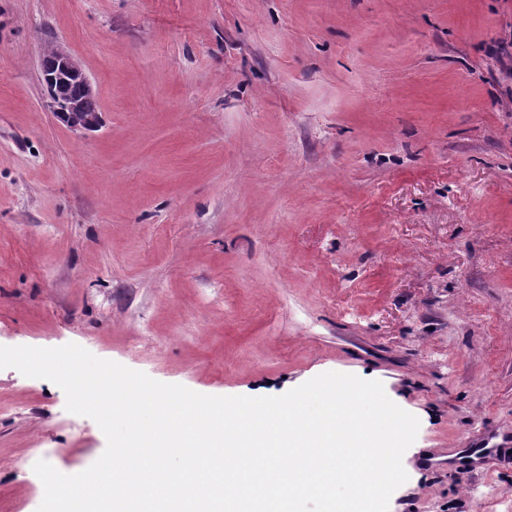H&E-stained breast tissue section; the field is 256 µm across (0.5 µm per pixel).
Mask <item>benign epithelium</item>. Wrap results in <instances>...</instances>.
<instances>
[{
  "instance_id": "obj_1",
  "label": "benign epithelium",
  "mask_w": 512,
  "mask_h": 512,
  "mask_svg": "<svg viewBox=\"0 0 512 512\" xmlns=\"http://www.w3.org/2000/svg\"><path fill=\"white\" fill-rule=\"evenodd\" d=\"M45 55L55 64L56 75L48 82H43L47 99V106L53 115L62 124L77 132H89L97 130L102 124V115L96 113H84L76 103H70L67 108L60 106L62 91L65 85L71 81L82 83L88 93H93L92 83L80 63L59 45H52L45 49Z\"/></svg>"
}]
</instances>
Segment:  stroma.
<instances>
[{
  "instance_id": "stroma-1",
  "label": "stroma",
  "mask_w": 512,
  "mask_h": 512,
  "mask_svg": "<svg viewBox=\"0 0 512 512\" xmlns=\"http://www.w3.org/2000/svg\"><path fill=\"white\" fill-rule=\"evenodd\" d=\"M509 29L512 0H0V346L207 395L377 380L420 421L389 512H512ZM49 43L98 130L47 109ZM65 403L0 369V512L104 452ZM45 55L55 64L56 75L53 80L43 81L47 106L50 112L70 129L77 132L97 130L102 124V115L99 112L96 98L84 93L92 94V83L80 63L59 45H51L45 49ZM69 80L81 82L73 83L64 95V101L72 102L66 109L60 106L62 91ZM78 103H73V102ZM87 112V113H83ZM96 112V113H92ZM92 113V114H89Z\"/></svg>"
}]
</instances>
